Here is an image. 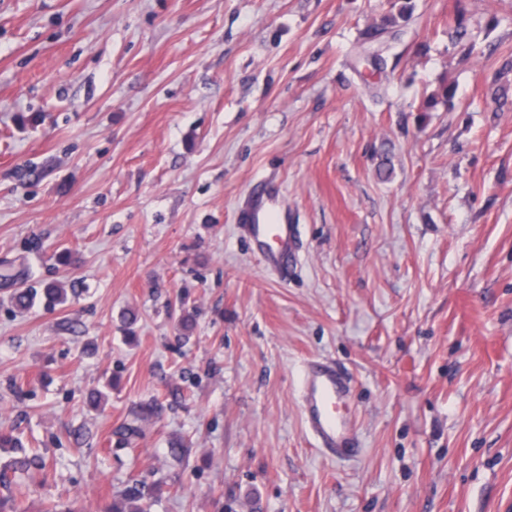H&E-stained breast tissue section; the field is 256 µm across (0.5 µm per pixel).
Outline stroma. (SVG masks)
I'll return each instance as SVG.
<instances>
[{
  "label": "stroma",
  "mask_w": 512,
  "mask_h": 512,
  "mask_svg": "<svg viewBox=\"0 0 512 512\" xmlns=\"http://www.w3.org/2000/svg\"><path fill=\"white\" fill-rule=\"evenodd\" d=\"M388 11L0 0V258L68 293L19 313L0 285V426L46 461L0 448V498L102 512L142 479L150 512H512V105L488 89L512 0H419L392 33ZM443 79L455 108L418 112ZM267 177L299 226L283 276L235 222ZM314 357L351 378L352 464L305 432ZM0 447L1 448H16L17 451L22 453L23 455L20 458H17L13 463L14 470L19 471H29L31 468L41 469L43 467L42 460L36 456H29L26 454L24 450V445L22 440L14 434V430L11 428H2L0 429Z\"/></svg>",
  "instance_id": "35a3bbf8"
}]
</instances>
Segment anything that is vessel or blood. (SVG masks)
I'll return each instance as SVG.
<instances>
[{"instance_id": "1", "label": "vessel or blood", "mask_w": 512, "mask_h": 512, "mask_svg": "<svg viewBox=\"0 0 512 512\" xmlns=\"http://www.w3.org/2000/svg\"><path fill=\"white\" fill-rule=\"evenodd\" d=\"M238 229L266 270L281 272L295 256L296 225L274 182L252 188L236 211ZM351 383L348 376L327 359L306 363L298 394L300 411L316 450L323 456L348 462L360 450L353 419L348 411Z\"/></svg>"}]
</instances>
